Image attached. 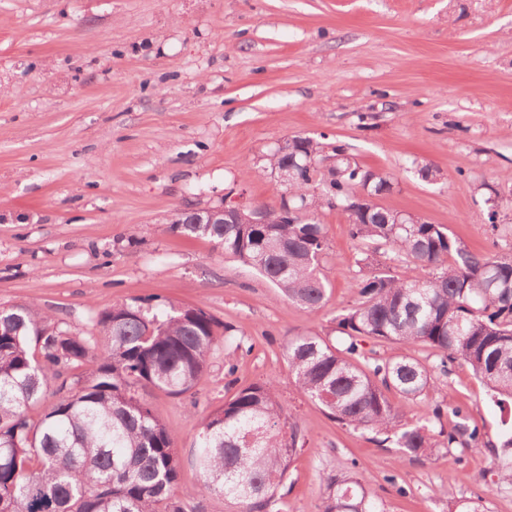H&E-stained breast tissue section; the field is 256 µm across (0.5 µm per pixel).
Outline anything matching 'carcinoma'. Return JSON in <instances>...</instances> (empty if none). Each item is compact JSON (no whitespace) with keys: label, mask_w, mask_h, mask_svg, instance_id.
Segmentation results:
<instances>
[{"label":"carcinoma","mask_w":512,"mask_h":512,"mask_svg":"<svg viewBox=\"0 0 512 512\" xmlns=\"http://www.w3.org/2000/svg\"><path fill=\"white\" fill-rule=\"evenodd\" d=\"M297 167L288 182V223L266 208L270 224H173L207 238L263 276L289 303L322 308L328 280L322 263L327 231L319 208L350 210V233L367 246L356 264L386 247L392 266L356 284L358 298L334 318L343 349L307 333L289 340L285 357L297 389L342 425L368 430L412 458L436 447L431 420L403 421L389 394L417 399L433 373L467 365L491 400L512 405V256L475 254L452 240L448 227L396 214L375 204L351 211L361 187L392 189L386 175L362 169L337 152L329 173L318 143L292 138ZM100 338L81 336L31 305L0 308V512H202L177 494L176 434L139 395L155 389L173 397L191 392L219 347L216 318L201 307L133 298L103 311ZM389 343L395 352L371 357L362 342ZM437 353L429 367L410 351ZM56 402L31 411L47 394ZM451 417L448 447L476 449L483 441L460 408L437 404L433 418ZM304 447L275 382L238 390L203 418L191 449L202 495H219L242 512H285L278 491ZM319 512H385L355 473L327 480Z\"/></svg>","instance_id":"cac0c4a2"}]
</instances>
